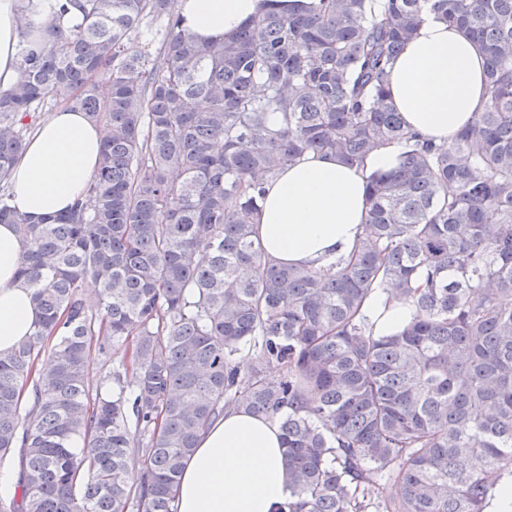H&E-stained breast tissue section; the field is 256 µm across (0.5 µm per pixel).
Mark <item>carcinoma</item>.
I'll use <instances>...</instances> for the list:
<instances>
[{"label": "carcinoma", "mask_w": 512, "mask_h": 512, "mask_svg": "<svg viewBox=\"0 0 512 512\" xmlns=\"http://www.w3.org/2000/svg\"><path fill=\"white\" fill-rule=\"evenodd\" d=\"M73 5L88 23L66 32ZM426 10L486 59V105L446 147L388 102ZM154 22L157 48L139 40ZM19 67L0 93V224L39 323L0 356V460L19 463L3 512H176L199 434L231 408L280 416L285 512H485L512 484V0H316L220 42L182 29L173 0H60ZM53 94L101 124V163L70 212L34 224L6 184ZM386 143L400 164L370 177L349 258L268 255L250 224L266 181ZM376 294L409 307L401 332L375 335Z\"/></svg>", "instance_id": "cac0c4a2"}]
</instances>
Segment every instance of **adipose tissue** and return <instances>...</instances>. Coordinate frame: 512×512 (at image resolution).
<instances>
[{"instance_id":"obj_1","label":"adipose tissue","mask_w":512,"mask_h":512,"mask_svg":"<svg viewBox=\"0 0 512 512\" xmlns=\"http://www.w3.org/2000/svg\"><path fill=\"white\" fill-rule=\"evenodd\" d=\"M20 0H0V92L20 77ZM268 0H176L183 29L202 40L226 39L258 19ZM390 98L406 124L435 144L451 143L487 99L484 57L457 28L427 13L390 66ZM101 127L70 106L38 127L16 162L11 205L37 223L71 209L84 196L101 160ZM389 144L350 166L310 153L265 185L254 216L269 255L283 264L323 269L347 258L369 212L368 177L398 164ZM15 225L0 224V353L32 336L37 310L20 279ZM278 417L226 412L199 438L174 488L177 512H278L291 489Z\"/></svg>"}]
</instances>
